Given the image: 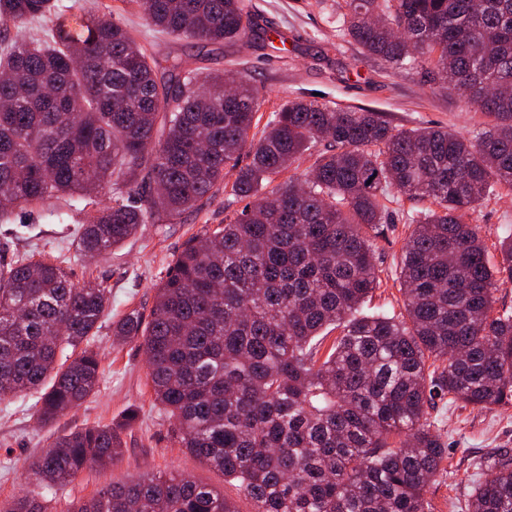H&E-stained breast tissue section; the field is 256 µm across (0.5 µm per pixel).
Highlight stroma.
I'll list each match as a JSON object with an SVG mask.
<instances>
[{
	"instance_id": "35a3bbf8",
	"label": "stroma",
	"mask_w": 512,
	"mask_h": 512,
	"mask_svg": "<svg viewBox=\"0 0 512 512\" xmlns=\"http://www.w3.org/2000/svg\"><path fill=\"white\" fill-rule=\"evenodd\" d=\"M248 2L259 16L256 35L240 42L205 44L155 32L127 0H56L59 18L65 20L96 16L102 6H109L113 20L129 28L158 59H176L191 69L248 73L263 90L257 112L262 125L285 101L316 99L331 107H363L382 113L399 129L441 126L470 137L483 126L484 117L470 111L457 94L443 90L427 76L385 69L377 59L364 56L352 41L340 39L338 0ZM234 179V173H227L223 186L214 188L192 211L169 224L143 225L121 247L95 259L75 256L76 234L86 215L74 197H53L17 207L8 220H0L1 250L19 256H50L74 280L110 291L108 314L95 338L102 359L95 393L48 425L36 419L34 395L0 403L1 501L40 492L29 462L53 438L76 428L109 425L121 432L123 456L114 464L86 470L79 482L58 491V512H64L68 501L89 499L109 483L158 472L191 476L224 491L236 500L240 512H251L250 500L234 484L173 442L169 420L149 387L144 348L139 341L119 342L112 335L113 322L126 312L134 308L150 312L157 284L191 235L217 227L242 209V201L227 190ZM422 208V203L403 196L390 203L385 224L374 233L378 286L366 312L403 314L400 256L409 218ZM475 217L484 229L491 262H499L498 240L512 232V189L494 186ZM131 411L137 421L128 429L124 419ZM432 418L448 445V460L427 497L434 512H466L472 485L483 478L489 457L502 452L512 455V404L480 408L441 401Z\"/></svg>"
}]
</instances>
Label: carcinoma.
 <instances>
[{"instance_id":"carcinoma-1","label":"carcinoma","mask_w":512,"mask_h":512,"mask_svg":"<svg viewBox=\"0 0 512 512\" xmlns=\"http://www.w3.org/2000/svg\"><path fill=\"white\" fill-rule=\"evenodd\" d=\"M130 2L157 31L201 43L257 27L246 0ZM54 14V0H0L1 26ZM339 21L364 54L463 95L487 128L472 141L290 100L255 137L250 76L163 66L122 25L91 16L0 50V207L86 199L95 210L77 252L102 256L235 170L231 195L251 202L189 240L150 319L133 309L113 324L145 347L171 437L237 482L252 512H432L448 448L430 410L448 397L512 404V313H493L512 283V236L492 264L473 223L491 183L512 187V0H344ZM319 140L329 149L305 177L257 197ZM391 187L430 203L400 257V317L363 312L377 283L370 232ZM109 302L54 262L0 258V402L36 393L44 424L79 407L100 377L93 343ZM329 326L340 336L321 360L311 341ZM123 451L114 428H82L30 468L55 489ZM0 512L51 509L21 496ZM67 512L239 510L188 475L147 473ZM468 512H512L511 456L472 486Z\"/></svg>"}]
</instances>
